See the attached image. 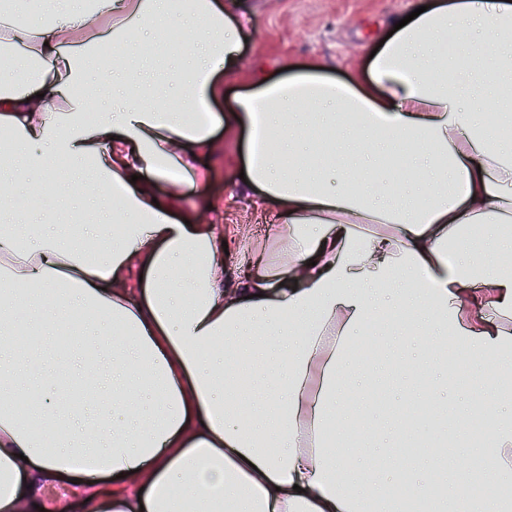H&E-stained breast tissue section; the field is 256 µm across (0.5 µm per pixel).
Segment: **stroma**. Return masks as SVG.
<instances>
[{"label": "stroma", "instance_id": "35a3bbf8", "mask_svg": "<svg viewBox=\"0 0 512 512\" xmlns=\"http://www.w3.org/2000/svg\"><path fill=\"white\" fill-rule=\"evenodd\" d=\"M241 15L248 19L253 36L242 49L243 73L264 67L278 76L282 61L319 62L336 79L350 74L366 77L370 55L391 30L396 19L405 17L412 0H240ZM224 146L220 161L208 164L205 182L185 188L184 205L203 209L208 199H222L223 210L204 211V221L224 227L228 253L226 264L241 256V232L254 243H264L267 226L274 220L265 210L255 209L248 195L240 192L242 169L241 132L216 129Z\"/></svg>", "mask_w": 512, "mask_h": 512}]
</instances>
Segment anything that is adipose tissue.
I'll return each mask as SVG.
<instances>
[{"instance_id": "ef3b65f1", "label": "adipose tissue", "mask_w": 512, "mask_h": 512, "mask_svg": "<svg viewBox=\"0 0 512 512\" xmlns=\"http://www.w3.org/2000/svg\"><path fill=\"white\" fill-rule=\"evenodd\" d=\"M237 0H38L0 10V512H512V0H432L394 31L368 81L320 64L248 75L216 114L248 37ZM483 27L482 45L466 39ZM193 45L143 53V32ZM106 54L87 120L86 63ZM494 100L499 119L462 103ZM247 130V189L278 219L250 267L224 227L182 209L216 126ZM344 159L340 184L324 174ZM27 200L98 197L79 234L14 224ZM428 377L377 395L352 382V339ZM481 415L483 491L468 449L439 455L449 396ZM376 422L348 454L324 443ZM423 444L400 474L390 440ZM446 492L435 495V484ZM68 476H61L56 480L54 485L57 504L62 512H85L87 507L83 503L81 496L73 494L76 488Z\"/></svg>"}]
</instances>
